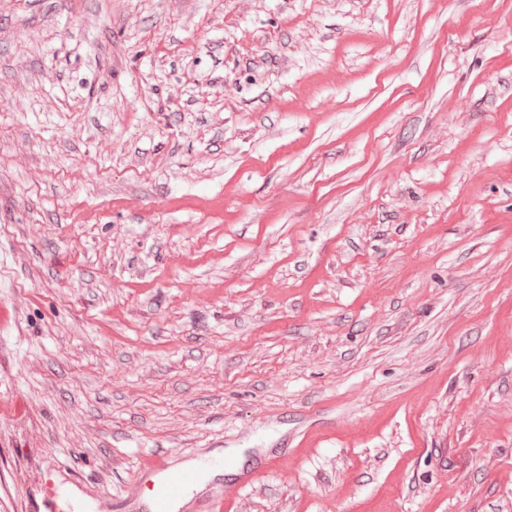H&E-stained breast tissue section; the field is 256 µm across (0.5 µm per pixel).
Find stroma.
<instances>
[{
	"instance_id": "obj_1",
	"label": "stroma",
	"mask_w": 512,
	"mask_h": 512,
	"mask_svg": "<svg viewBox=\"0 0 512 512\" xmlns=\"http://www.w3.org/2000/svg\"><path fill=\"white\" fill-rule=\"evenodd\" d=\"M0 512H512V0H0ZM139 475L152 483L146 494L149 502L147 512H171L172 503L182 499L198 479L191 469L173 473L167 460L157 455L144 459Z\"/></svg>"
}]
</instances>
